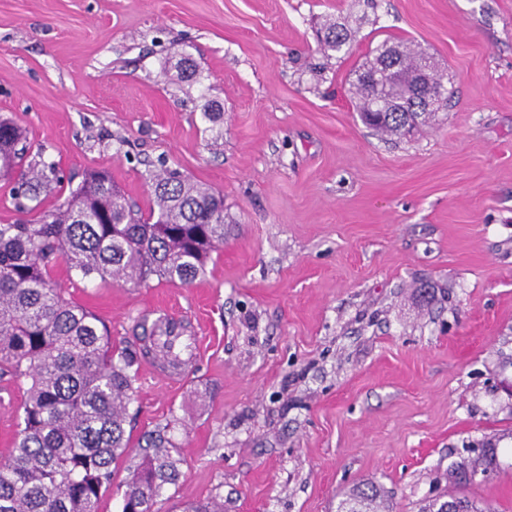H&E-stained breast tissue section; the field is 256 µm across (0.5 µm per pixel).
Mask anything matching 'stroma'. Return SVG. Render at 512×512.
I'll return each mask as SVG.
<instances>
[{
  "instance_id": "35a3bbf8",
  "label": "stroma",
  "mask_w": 512,
  "mask_h": 512,
  "mask_svg": "<svg viewBox=\"0 0 512 512\" xmlns=\"http://www.w3.org/2000/svg\"><path fill=\"white\" fill-rule=\"evenodd\" d=\"M330 17L350 55L320 52ZM385 40L433 55L454 90L402 139L352 94ZM184 57L196 81L177 79ZM1 117L64 184L105 170L145 209L162 158L224 197V247L190 284L52 271L113 345L141 349L161 310L197 336L182 383L141 358L98 512H121L165 425L181 476L154 512H337L371 484L420 512L487 439L501 468L466 494L512 512V0H0ZM24 389L0 380V459Z\"/></svg>"
}]
</instances>
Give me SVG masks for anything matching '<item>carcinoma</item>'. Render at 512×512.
I'll list each match as a JSON object with an SVG mask.
<instances>
[{"label":"carcinoma","mask_w":512,"mask_h":512,"mask_svg":"<svg viewBox=\"0 0 512 512\" xmlns=\"http://www.w3.org/2000/svg\"><path fill=\"white\" fill-rule=\"evenodd\" d=\"M320 40L325 52H351V35L333 18ZM386 40L356 70L359 111L378 118L379 133L402 136L431 120L421 109L419 74L432 58L404 43L397 77L387 69ZM29 152L22 128L0 119V179L15 180L14 209H38L41 193L61 184L58 164L23 166ZM149 214L132 205L105 171L91 170L56 208L38 218L0 224V379L28 381L20 430L10 458L0 462V512H98L112 464L128 452L124 422L133 398L138 353L112 347L106 325L66 298L51 271L63 259L84 281L148 284L152 277L189 284L224 246V196L194 184L159 162ZM146 453L126 484L122 512H153L165 486L180 477V460L164 429L150 432ZM499 468L494 449L470 457L454 484L486 481ZM379 492L350 493L346 512H375ZM422 512H480L458 491L438 496Z\"/></svg>","instance_id":"obj_1"}]
</instances>
